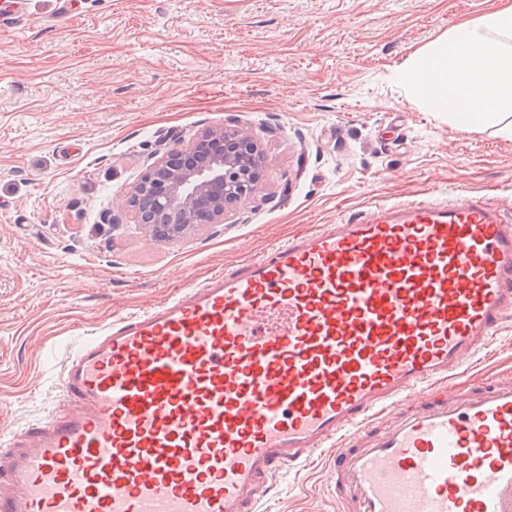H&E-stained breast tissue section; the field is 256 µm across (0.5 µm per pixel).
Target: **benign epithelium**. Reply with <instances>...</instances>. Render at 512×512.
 Returning <instances> with one entry per match:
<instances>
[{"instance_id":"1","label":"benign epithelium","mask_w":512,"mask_h":512,"mask_svg":"<svg viewBox=\"0 0 512 512\" xmlns=\"http://www.w3.org/2000/svg\"><path fill=\"white\" fill-rule=\"evenodd\" d=\"M262 157L254 139L222 126L164 154L134 187L137 223L160 241L182 239L204 224H222L238 202L257 193Z\"/></svg>"}]
</instances>
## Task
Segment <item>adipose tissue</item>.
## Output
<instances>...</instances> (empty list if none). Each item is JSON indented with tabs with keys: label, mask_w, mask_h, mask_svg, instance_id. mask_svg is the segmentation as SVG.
I'll return each instance as SVG.
<instances>
[{
	"label": "adipose tissue",
	"mask_w": 512,
	"mask_h": 512,
	"mask_svg": "<svg viewBox=\"0 0 512 512\" xmlns=\"http://www.w3.org/2000/svg\"><path fill=\"white\" fill-rule=\"evenodd\" d=\"M409 95L461 127L492 124L512 138V2L457 23L398 68Z\"/></svg>",
	"instance_id": "ef3b65f1"
}]
</instances>
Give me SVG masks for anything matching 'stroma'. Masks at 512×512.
Listing matches in <instances>:
<instances>
[{
	"label": "stroma",
	"instance_id": "stroma-1",
	"mask_svg": "<svg viewBox=\"0 0 512 512\" xmlns=\"http://www.w3.org/2000/svg\"><path fill=\"white\" fill-rule=\"evenodd\" d=\"M0 26V431L59 395L78 339L372 201L512 210V138L408 97L397 67L499 0H21ZM224 126L257 195L160 242L133 185ZM329 457L283 470L267 512H336Z\"/></svg>",
	"mask_w": 512,
	"mask_h": 512
}]
</instances>
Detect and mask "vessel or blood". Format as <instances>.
<instances>
[{"mask_svg":"<svg viewBox=\"0 0 512 512\" xmlns=\"http://www.w3.org/2000/svg\"><path fill=\"white\" fill-rule=\"evenodd\" d=\"M512 213L379 202L86 337L0 437V512H262L333 447L338 512H512ZM462 384L450 395L440 385ZM491 356L484 366L485 371H501L505 377L512 379V317L490 346ZM510 373V375H508Z\"/></svg>","mask_w":512,"mask_h":512,"instance_id":"vessel-or-blood-1","label":"vessel or blood"}]
</instances>
